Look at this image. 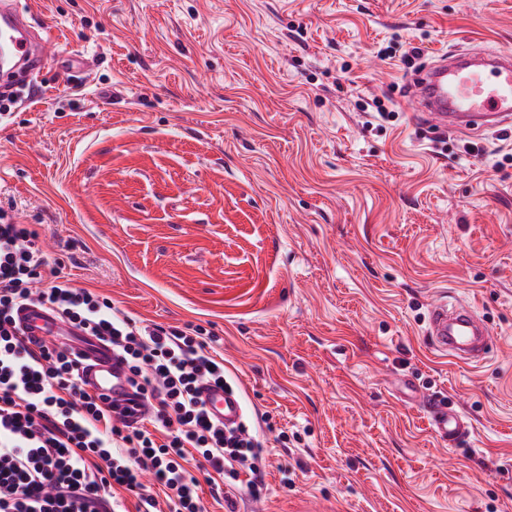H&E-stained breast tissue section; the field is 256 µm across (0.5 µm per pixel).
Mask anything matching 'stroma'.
Instances as JSON below:
<instances>
[{"instance_id": "35a3bbf8", "label": "stroma", "mask_w": 512, "mask_h": 512, "mask_svg": "<svg viewBox=\"0 0 512 512\" xmlns=\"http://www.w3.org/2000/svg\"><path fill=\"white\" fill-rule=\"evenodd\" d=\"M21 5L74 69L0 117V209L74 286L217 337L262 445L238 512H512V125L438 133L404 64L512 51V0ZM443 295L500 336L483 366L432 350ZM437 437L454 446L471 431L468 417L453 403L442 396H430L420 401Z\"/></svg>"}]
</instances>
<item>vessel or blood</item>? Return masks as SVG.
Wrapping results in <instances>:
<instances>
[{"mask_svg": "<svg viewBox=\"0 0 512 512\" xmlns=\"http://www.w3.org/2000/svg\"><path fill=\"white\" fill-rule=\"evenodd\" d=\"M50 42L49 34L34 35L15 0H0V87L13 84L12 69L27 56H35L41 66L53 64ZM407 93L416 102L418 113L444 131L477 133L511 124L512 53L487 52L479 63L463 54L441 58L408 81ZM16 319L25 337H53L75 350L86 389L105 398L113 417L128 421L141 418L145 402L135 392L131 373L111 344L74 331L58 314L36 302L19 308ZM427 333L440 355L472 366L483 363L497 341L471 303H451L443 296L430 304ZM202 397L214 418L227 424L240 421L243 405L237 394L207 384ZM422 405L440 439L454 445L470 433V420L451 400L430 396Z\"/></svg>", "mask_w": 512, "mask_h": 512, "instance_id": "obj_1", "label": "vessel or blood"}]
</instances>
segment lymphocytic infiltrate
<instances>
[{"label": "lymphocytic infiltrate", "instance_id": "1", "mask_svg": "<svg viewBox=\"0 0 512 512\" xmlns=\"http://www.w3.org/2000/svg\"><path fill=\"white\" fill-rule=\"evenodd\" d=\"M39 234L0 211V512H104L113 487L158 512L144 476L168 489L167 512H202L198 485L185 467L189 452L218 478L261 496L259 441L246 425L213 421L199 386H227L200 327L144 324L88 289L74 287L62 261H49ZM37 301L125 358L152 411L147 422H120L81 385L77 359L50 342H29L13 312Z\"/></svg>", "mask_w": 512, "mask_h": 512}]
</instances>
